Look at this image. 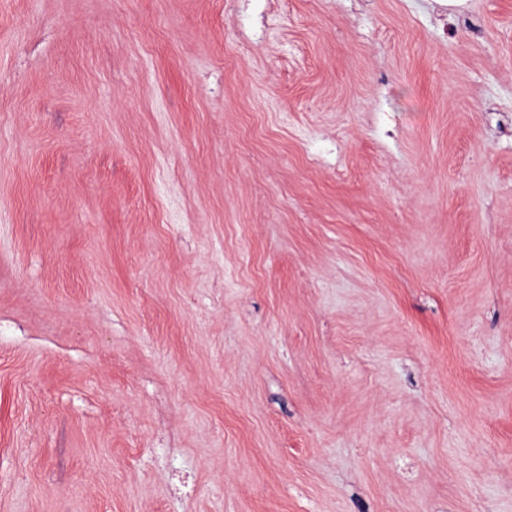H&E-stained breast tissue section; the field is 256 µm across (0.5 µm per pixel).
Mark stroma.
Returning <instances> with one entry per match:
<instances>
[{"instance_id":"stroma-1","label":"stroma","mask_w":512,"mask_h":512,"mask_svg":"<svg viewBox=\"0 0 512 512\" xmlns=\"http://www.w3.org/2000/svg\"><path fill=\"white\" fill-rule=\"evenodd\" d=\"M0 512H512V0H0Z\"/></svg>"}]
</instances>
